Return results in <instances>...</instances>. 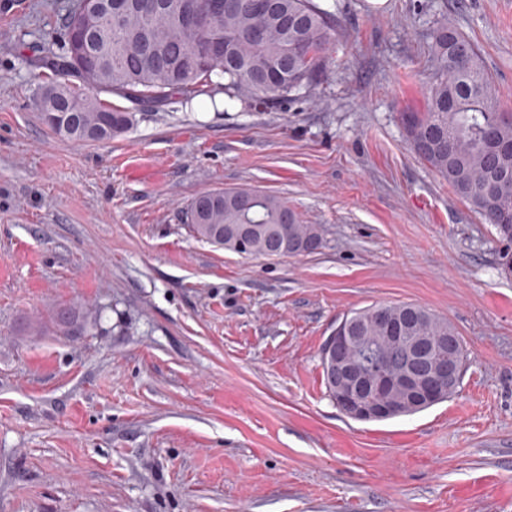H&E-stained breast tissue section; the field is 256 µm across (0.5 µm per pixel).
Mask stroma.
Here are the masks:
<instances>
[{
  "instance_id": "obj_1",
  "label": "stroma",
  "mask_w": 512,
  "mask_h": 512,
  "mask_svg": "<svg viewBox=\"0 0 512 512\" xmlns=\"http://www.w3.org/2000/svg\"><path fill=\"white\" fill-rule=\"evenodd\" d=\"M335 18L311 92L206 90L118 137L53 135L34 47L74 0L0 17V512H512V274L495 229L411 152L436 23L512 113V0H315ZM256 188L316 225L309 255L195 238L196 197ZM417 304L470 353L447 401L358 422L320 350L346 313ZM100 314L83 335L50 317Z\"/></svg>"
}]
</instances>
